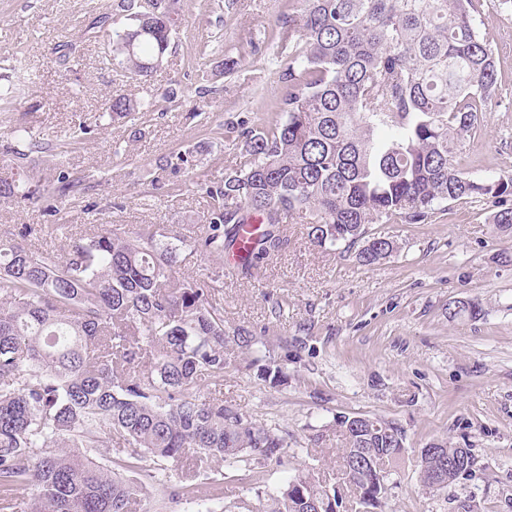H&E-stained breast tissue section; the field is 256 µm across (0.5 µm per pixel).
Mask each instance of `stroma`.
Returning <instances> with one entry per match:
<instances>
[{
    "label": "stroma",
    "mask_w": 512,
    "mask_h": 512,
    "mask_svg": "<svg viewBox=\"0 0 512 512\" xmlns=\"http://www.w3.org/2000/svg\"><path fill=\"white\" fill-rule=\"evenodd\" d=\"M118 3L0 0V146L38 169L58 153L80 180L54 203L0 202V239L63 254L115 224L132 233L144 224L201 230L208 201L196 181L221 179L238 153L216 128L275 118L288 0H177L169 51L142 80L111 64L108 34L130 26ZM473 18L495 56L497 87L454 165L495 178L512 174V0H475ZM228 58L239 62L230 74ZM113 93L174 105L118 123L105 109ZM188 150L192 166H175ZM496 210L480 199L419 224L367 225L396 245L372 266L359 263L357 248L317 246L296 217L277 256L221 280L225 326L248 330L255 343H228L223 380L201 393L272 429L284 447L261 463L212 468L223 492L207 501L209 512H232L256 490L275 492L309 472L356 512L339 467L342 415L391 422L405 435L387 494L369 512H512V232L492 224ZM460 299L479 303L482 316L450 318ZM268 355L284 364L287 384L257 377ZM441 440L470 449L473 464L432 491L420 481V451ZM141 466L144 512H188L172 495L179 464L148 457Z\"/></svg>",
    "instance_id": "35a3bbf8"
}]
</instances>
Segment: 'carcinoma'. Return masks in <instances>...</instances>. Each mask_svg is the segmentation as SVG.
I'll use <instances>...</instances> for the list:
<instances>
[{
	"instance_id": "1",
	"label": "carcinoma",
	"mask_w": 512,
	"mask_h": 512,
	"mask_svg": "<svg viewBox=\"0 0 512 512\" xmlns=\"http://www.w3.org/2000/svg\"><path fill=\"white\" fill-rule=\"evenodd\" d=\"M283 16L298 37L280 75V118L261 126L224 123L238 142L235 168L199 183L207 224L185 235L147 224L135 236L116 226L71 245L64 255L0 239V512H19L15 491L34 483L32 512H137L141 484L124 476L145 456L189 463L175 495L195 499L210 462L268 460L284 448L272 430L237 409L200 396L224 377L226 337L248 349L245 330L227 331L209 276L189 281L182 251L232 255L248 245L250 269L284 246L281 226L309 217L321 247L351 246L367 224H418L449 201L492 197L499 228L512 231V175L493 180L458 171L453 155L478 129L495 85L492 51L474 22L473 0H297ZM122 7L133 24L112 33V62L148 77L163 62L173 18ZM114 120L162 111L157 102L111 95ZM75 182L61 162L48 173L0 177V199L63 198ZM395 244L374 236L358 252L371 266ZM258 377L287 379L270 357ZM342 454L355 458L356 497L380 500L371 449L392 464L400 428L342 416ZM123 445L105 464L96 448ZM242 512H335L336 493L312 477L277 494L256 493Z\"/></svg>"
}]
</instances>
